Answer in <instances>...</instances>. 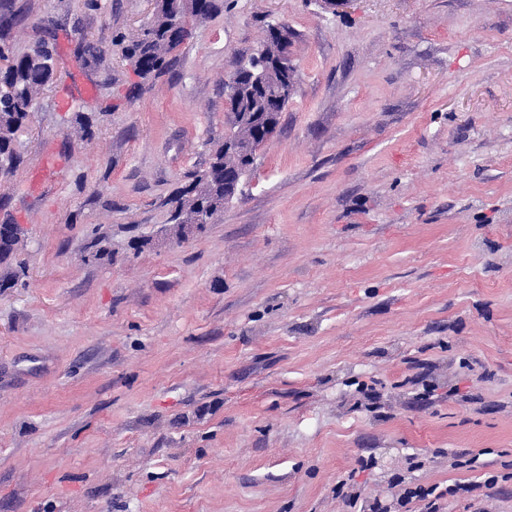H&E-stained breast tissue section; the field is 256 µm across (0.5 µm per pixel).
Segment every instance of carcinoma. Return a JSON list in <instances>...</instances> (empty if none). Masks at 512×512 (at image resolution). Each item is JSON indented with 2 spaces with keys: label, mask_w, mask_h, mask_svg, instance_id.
<instances>
[{
  "label": "carcinoma",
  "mask_w": 512,
  "mask_h": 512,
  "mask_svg": "<svg viewBox=\"0 0 512 512\" xmlns=\"http://www.w3.org/2000/svg\"><path fill=\"white\" fill-rule=\"evenodd\" d=\"M220 9L219 0H195V8L187 18L176 16L185 10L180 0H155L151 21L139 37L126 46L125 55L134 63L137 73L149 79L169 63V56L191 35L196 21L211 18ZM274 23L266 25L262 49L235 71V80L227 98L228 124L236 142L233 152L224 151V141L211 142L209 165L194 172L187 185L168 199L170 213L191 220L193 214L210 206V200L231 201L233 189L240 187L256 167L257 152L276 132L282 112L292 99L297 80L291 47L295 32L281 24L280 34ZM0 85L12 88L9 98L0 100V176L13 173L20 163L14 137L34 112L40 90L53 79V51L45 42L36 43L21 55H7L0 48ZM268 69L266 85L252 86L250 72ZM16 239L10 225L0 224V264H8L15 255Z\"/></svg>",
  "instance_id": "1"
}]
</instances>
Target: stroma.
Returning a JSON list of instances; mask_svg holds the SVG:
<instances>
[{
    "instance_id": "1",
    "label": "stroma",
    "mask_w": 512,
    "mask_h": 512,
    "mask_svg": "<svg viewBox=\"0 0 512 512\" xmlns=\"http://www.w3.org/2000/svg\"><path fill=\"white\" fill-rule=\"evenodd\" d=\"M99 4L14 0L7 34L57 61L0 180L25 269L0 290V512H373L398 479L512 512V0H224L148 80L121 40L151 0ZM272 20L293 99L177 240L166 200Z\"/></svg>"
}]
</instances>
